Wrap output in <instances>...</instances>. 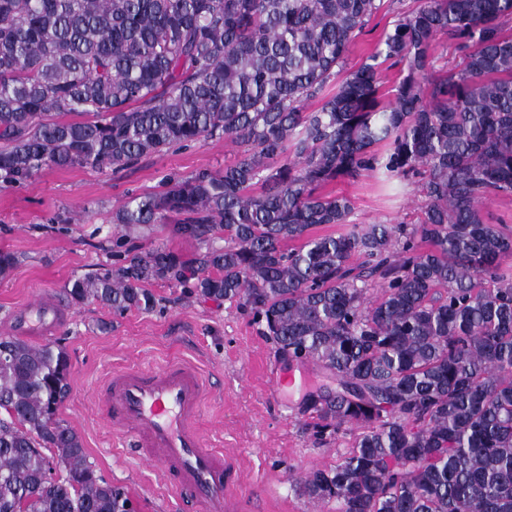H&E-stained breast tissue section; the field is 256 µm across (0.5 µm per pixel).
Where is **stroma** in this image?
Masks as SVG:
<instances>
[{"label": "stroma", "instance_id": "obj_1", "mask_svg": "<svg viewBox=\"0 0 512 512\" xmlns=\"http://www.w3.org/2000/svg\"><path fill=\"white\" fill-rule=\"evenodd\" d=\"M236 151L231 141L208 139L143 156L117 172L50 167L21 185L0 182V251L18 257L0 277V324L44 293L62 307L66 318L57 330L34 340L60 345L68 355L70 391L58 416L80 436L97 469L128 490L139 512L195 510L171 493L158 469L135 457L103 421L93 396L115 368L173 358L196 363L208 379L199 428L243 471L239 493L248 512H339L336 501L311 499L301 482L312 469L335 464L353 444V431L319 442L309 427V391L336 381L315 366L289 365L248 309L161 280L148 285L157 300L149 312L119 316L66 296L74 278L111 265L112 213L130 196L154 190L168 174L223 169ZM329 189L351 199L356 223L416 219L411 186L387 189L365 174L336 180Z\"/></svg>", "mask_w": 512, "mask_h": 512}]
</instances>
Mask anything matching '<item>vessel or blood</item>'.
Here are the masks:
<instances>
[{"label": "vessel or blood", "instance_id": "b4317fda", "mask_svg": "<svg viewBox=\"0 0 512 512\" xmlns=\"http://www.w3.org/2000/svg\"><path fill=\"white\" fill-rule=\"evenodd\" d=\"M206 395L200 369L172 360L113 371L98 404L102 418L130 437L139 459L158 468L184 501L199 512H239L241 474L195 427Z\"/></svg>", "mask_w": 512, "mask_h": 512}]
</instances>
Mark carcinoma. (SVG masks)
I'll use <instances>...</instances> for the list:
<instances>
[{
  "label": "carcinoma",
  "instance_id": "carcinoma-1",
  "mask_svg": "<svg viewBox=\"0 0 512 512\" xmlns=\"http://www.w3.org/2000/svg\"><path fill=\"white\" fill-rule=\"evenodd\" d=\"M382 11L392 29L344 70ZM223 138L239 147L224 170L170 175L112 213L120 229L169 225L195 257L115 235L112 267L69 301L150 311L145 285L173 281L238 301L288 361L335 376L306 398L314 435L357 433L306 474L312 499L512 512V233L482 214L512 196V0H0L1 181ZM364 171L418 179L416 222L356 224L323 192ZM323 224L342 231L312 234ZM0 352V512L123 508L127 490L52 420L64 349L1 335Z\"/></svg>",
  "mask_w": 512,
  "mask_h": 512
}]
</instances>
